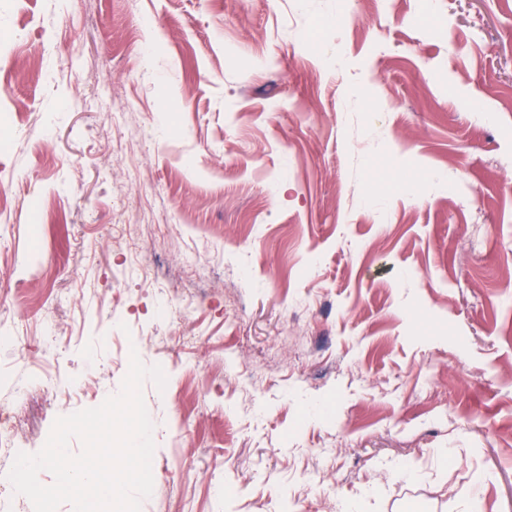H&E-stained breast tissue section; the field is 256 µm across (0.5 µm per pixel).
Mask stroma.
<instances>
[{"label": "stroma", "mask_w": 512, "mask_h": 512, "mask_svg": "<svg viewBox=\"0 0 512 512\" xmlns=\"http://www.w3.org/2000/svg\"><path fill=\"white\" fill-rule=\"evenodd\" d=\"M1 66L0 470L135 353L141 512H512V0H0Z\"/></svg>", "instance_id": "stroma-1"}]
</instances>
